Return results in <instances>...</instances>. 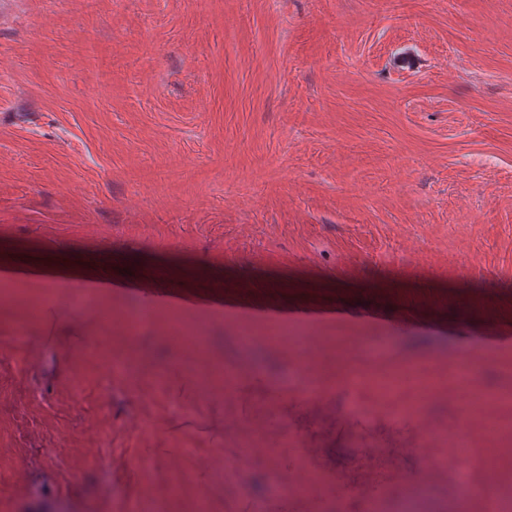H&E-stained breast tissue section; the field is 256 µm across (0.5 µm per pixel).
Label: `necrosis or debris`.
Segmentation results:
<instances>
[{
  "label": "necrosis or debris",
  "instance_id": "obj_1",
  "mask_svg": "<svg viewBox=\"0 0 512 512\" xmlns=\"http://www.w3.org/2000/svg\"><path fill=\"white\" fill-rule=\"evenodd\" d=\"M347 371L337 384L349 392L351 402L344 415L348 418H403L407 410H415L417 418H427V407L434 401H447L468 415L464 433L442 426L438 436L423 457V465L415 475L417 486H424L430 470L447 472L457 485L466 490L484 488L481 463L493 457L496 464L512 467V454L500 449L482 447L480 440L492 436L512 443V389L487 393L477 379L470 361L455 358L448 366L447 378H439L416 367H408L386 351L377 349L375 340L362 341L357 352L346 358ZM368 449L347 459L340 476L348 491H355L365 472L385 471L389 464L407 456L403 446L380 447L376 433L367 437Z\"/></svg>",
  "mask_w": 512,
  "mask_h": 512
}]
</instances>
